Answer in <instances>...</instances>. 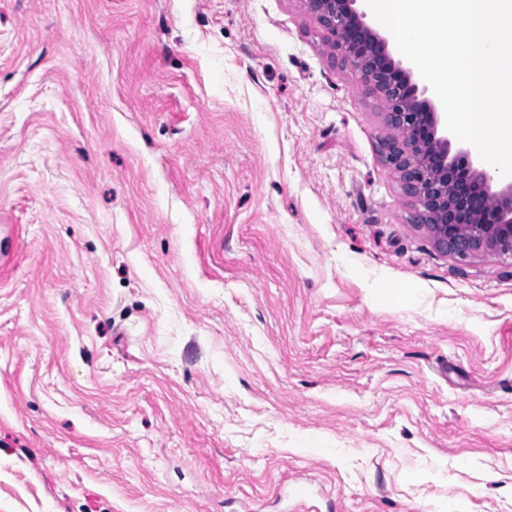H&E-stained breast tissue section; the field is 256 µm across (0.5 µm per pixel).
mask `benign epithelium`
Instances as JSON below:
<instances>
[{
	"label": "benign epithelium",
	"mask_w": 512,
	"mask_h": 512,
	"mask_svg": "<svg viewBox=\"0 0 512 512\" xmlns=\"http://www.w3.org/2000/svg\"><path fill=\"white\" fill-rule=\"evenodd\" d=\"M327 31L334 58L382 97L387 123L398 132L383 142V160L401 174L415 204V222L460 259L480 251L512 258V182L492 190L494 177L468 151L451 150L428 89L396 61L388 41L365 22L358 0H306Z\"/></svg>",
	"instance_id": "benign-epithelium-1"
}]
</instances>
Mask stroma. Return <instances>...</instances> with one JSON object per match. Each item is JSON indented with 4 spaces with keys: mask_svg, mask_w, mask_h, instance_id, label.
<instances>
[{
    "mask_svg": "<svg viewBox=\"0 0 512 512\" xmlns=\"http://www.w3.org/2000/svg\"><path fill=\"white\" fill-rule=\"evenodd\" d=\"M333 54L305 0H0V512H512V259L414 223Z\"/></svg>",
    "mask_w": 512,
    "mask_h": 512,
    "instance_id": "35a3bbf8",
    "label": "stroma"
}]
</instances>
